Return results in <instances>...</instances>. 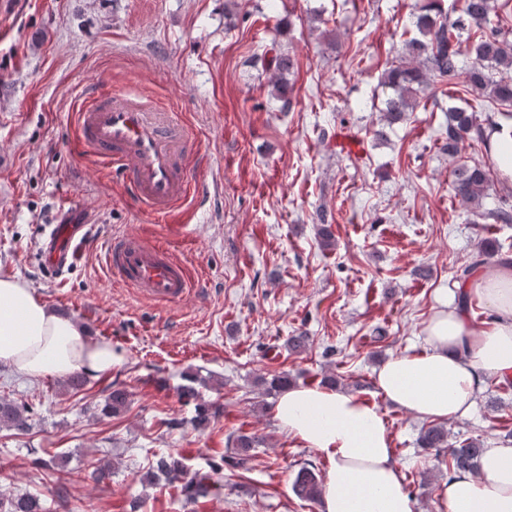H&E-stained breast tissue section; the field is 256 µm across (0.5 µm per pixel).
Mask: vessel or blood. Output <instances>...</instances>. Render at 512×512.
I'll use <instances>...</instances> for the list:
<instances>
[{"mask_svg":"<svg viewBox=\"0 0 512 512\" xmlns=\"http://www.w3.org/2000/svg\"><path fill=\"white\" fill-rule=\"evenodd\" d=\"M80 146L88 156L121 176L130 198L143 210L165 216L207 189L191 182L194 138L179 114L149 99L139 88L86 92L77 110ZM78 226L55 225L47 242L46 267L70 264ZM111 276L140 298L172 303L188 296L186 265L155 240L119 235L106 245Z\"/></svg>","mask_w":512,"mask_h":512,"instance_id":"obj_1","label":"vessel or blood"}]
</instances>
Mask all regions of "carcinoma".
<instances>
[{
    "mask_svg": "<svg viewBox=\"0 0 512 512\" xmlns=\"http://www.w3.org/2000/svg\"><path fill=\"white\" fill-rule=\"evenodd\" d=\"M497 12L496 0H462L459 11H449L444 0H421L413 13L412 27L415 35L405 40L408 56L419 62L417 66H391L384 70L381 85L392 90L385 100L381 122L391 127L402 121L406 113L418 105V96L425 91L429 81L438 79L456 85L462 84L471 98L461 99V104L448 107V123L444 128L445 149L453 156L461 151L468 140L487 144L485 127L478 122L477 113L484 111V98L512 105V77L495 78L494 72L512 69V41L498 24L490 21V14ZM266 69L279 77L292 74L296 63L276 41H271L263 54ZM490 172L479 163L459 165L453 171L452 191L461 204L480 207L488 195ZM503 245L494 241L484 243L473 261L457 277L465 282L471 272L493 259L503 261ZM195 378L180 391V399L188 404L196 402L195 422L199 426L209 423L218 410L200 402V393L192 386ZM129 392L123 386H111L105 408L114 415L126 411ZM30 410L11 401H0V428L25 432L30 428ZM261 439L242 433L233 439L234 453L231 467L243 469L259 447ZM417 446L424 450L435 449L448 455V471L476 473L484 453L483 443L469 438L459 443L448 440V429L430 423L420 429ZM168 481L184 482L187 502L199 506L202 500L217 490L216 484L205 475L188 476L184 458L177 452L155 455V462L145 475L149 482L158 477ZM295 495L307 501H317L322 494V482L314 469L301 467L293 483ZM0 512H46L40 497L25 492L8 497L0 496Z\"/></svg>",
    "mask_w": 512,
    "mask_h": 512,
    "instance_id": "1",
    "label": "carcinoma"
}]
</instances>
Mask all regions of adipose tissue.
<instances>
[{
  "instance_id": "adipose-tissue-1",
  "label": "adipose tissue",
  "mask_w": 512,
  "mask_h": 512,
  "mask_svg": "<svg viewBox=\"0 0 512 512\" xmlns=\"http://www.w3.org/2000/svg\"><path fill=\"white\" fill-rule=\"evenodd\" d=\"M490 161L512 183V118L488 128ZM470 296L489 311L475 329L454 300H440L422 328L420 352L394 355L375 372L386 402L414 417L469 416L486 378L512 377V267L476 271ZM122 362L111 343L50 310L25 282L0 276V366L31 378L83 371L96 378ZM277 426L326 457L321 512H412L392 436L380 407L325 387H290L273 412ZM437 512H512V446L488 448L478 473H456L438 486Z\"/></svg>"
}]
</instances>
